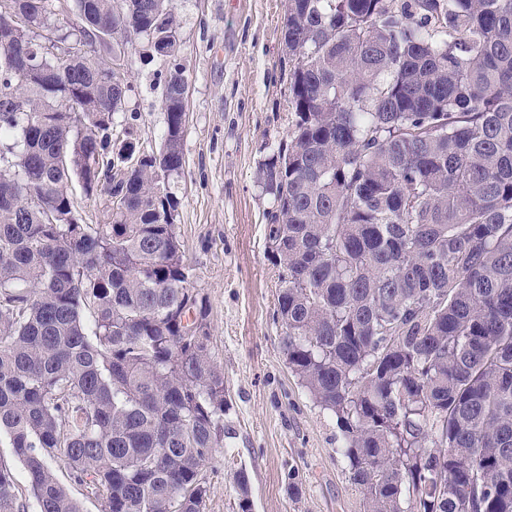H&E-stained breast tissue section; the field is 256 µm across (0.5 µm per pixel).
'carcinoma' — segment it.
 I'll use <instances>...</instances> for the list:
<instances>
[{
    "mask_svg": "<svg viewBox=\"0 0 512 512\" xmlns=\"http://www.w3.org/2000/svg\"><path fill=\"white\" fill-rule=\"evenodd\" d=\"M39 2L0 0V439L36 512H83L57 462L102 512H205L226 401L174 224L172 0H71L72 25ZM99 31L112 71L57 57ZM283 43L291 125L258 180L288 367L364 512H512V0H285ZM19 45L41 72L6 62ZM155 53L145 153L114 114ZM0 512H26L2 464ZM73 195L77 209L87 224H104L108 222V197L106 193H100L92 199H87L81 187L74 183Z\"/></svg>",
    "mask_w": 512,
    "mask_h": 512,
    "instance_id": "cac0c4a2",
    "label": "carcinoma"
}]
</instances>
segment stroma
Here are the masks:
<instances>
[{
  "instance_id": "obj_1",
  "label": "stroma",
  "mask_w": 512,
  "mask_h": 512,
  "mask_svg": "<svg viewBox=\"0 0 512 512\" xmlns=\"http://www.w3.org/2000/svg\"><path fill=\"white\" fill-rule=\"evenodd\" d=\"M173 9L187 79L185 166L170 184L180 201L175 230L191 283L208 300L229 404V436L204 469L205 512H241V470L251 512H363L336 419L289 369L274 318L282 270L266 249L271 201L256 171L288 135L284 0H173ZM167 70L157 55L128 77L124 115L148 150L166 128Z\"/></svg>"
}]
</instances>
